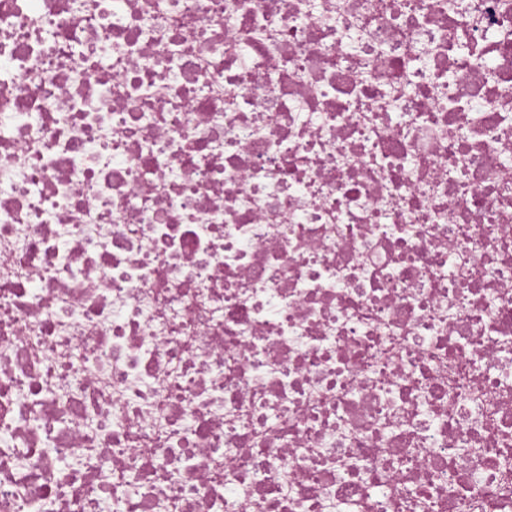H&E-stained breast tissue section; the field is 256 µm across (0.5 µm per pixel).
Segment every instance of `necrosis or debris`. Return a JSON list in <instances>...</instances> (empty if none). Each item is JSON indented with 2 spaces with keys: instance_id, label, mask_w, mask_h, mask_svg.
Returning <instances> with one entry per match:
<instances>
[{
  "instance_id": "1",
  "label": "necrosis or debris",
  "mask_w": 512,
  "mask_h": 512,
  "mask_svg": "<svg viewBox=\"0 0 512 512\" xmlns=\"http://www.w3.org/2000/svg\"><path fill=\"white\" fill-rule=\"evenodd\" d=\"M0 512H512V0H0Z\"/></svg>"
}]
</instances>
